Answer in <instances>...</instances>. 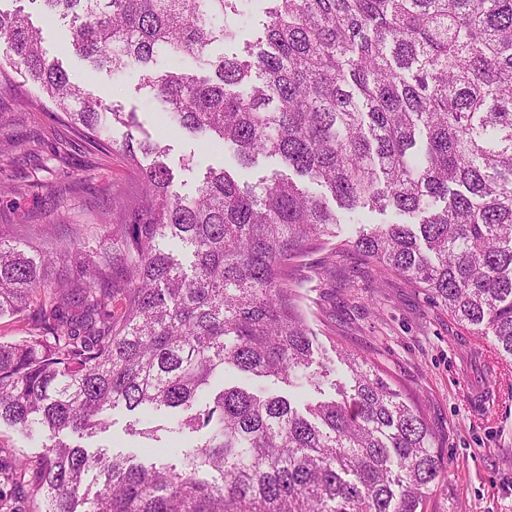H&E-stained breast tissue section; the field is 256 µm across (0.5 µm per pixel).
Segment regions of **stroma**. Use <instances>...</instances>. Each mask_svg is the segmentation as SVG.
<instances>
[{"mask_svg": "<svg viewBox=\"0 0 512 512\" xmlns=\"http://www.w3.org/2000/svg\"><path fill=\"white\" fill-rule=\"evenodd\" d=\"M24 9L42 31L49 57L62 64L73 83L90 86L107 103L136 113L152 140L167 145V163L176 190L194 193L208 169L236 171L241 182L256 185L279 171L271 158L239 165L219 144L169 132L146 91L140 73L115 77L92 70L69 46L63 22L47 21L31 0H0V10ZM263 0H254L236 21L235 40L217 42L213 55L243 54L261 34ZM34 87L23 74L0 88V145L8 147L5 175L17 185L0 196V239L23 243V227L46 224L66 235L108 209L113 199L135 198L140 169L118 151L94 143L68 122L34 116L18 103L20 92ZM64 152L65 161L55 158ZM301 285L315 365L327 366L319 385L305 397L273 378L240 380L252 391L290 398L295 406L326 399L346 369L339 353H360L382 368L402 390L417 399L443 458L446 477L434 487L427 512H512V368H497L487 339L468 335L422 290L395 275L379 276L375 266L355 251L336 252L334 244L309 252L294 269ZM61 441L113 455H133L144 462L178 463L180 448L202 443L200 431H170L163 413L112 411L109 430L91 437L60 433Z\"/></svg>", "mask_w": 512, "mask_h": 512, "instance_id": "1", "label": "stroma"}]
</instances>
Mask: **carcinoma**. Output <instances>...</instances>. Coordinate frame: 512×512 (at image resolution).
I'll list each match as a JSON object with an SVG mask.
<instances>
[{
    "label": "carcinoma",
    "mask_w": 512,
    "mask_h": 512,
    "mask_svg": "<svg viewBox=\"0 0 512 512\" xmlns=\"http://www.w3.org/2000/svg\"><path fill=\"white\" fill-rule=\"evenodd\" d=\"M94 69L143 71L169 122L215 138L243 164L278 158L323 188L277 172L256 186L209 169L195 194L173 187L166 148L128 137L143 168L100 238L26 224L0 240V316L39 310L0 341V424L91 436L112 410L162 411L206 430L180 466L133 463L56 441L9 452L7 480L40 512H423L443 467L421 409L385 373L345 351L350 381L300 411L281 396L222 387L226 368L318 385L290 271L341 223L392 210L336 244L438 300L512 365V0H266L264 36L215 57L250 0H40ZM191 57L210 76L155 70ZM22 71L96 140L136 125L46 57L28 16L0 11V84ZM74 264L66 279L49 277Z\"/></svg>",
    "instance_id": "obj_1"
}]
</instances>
